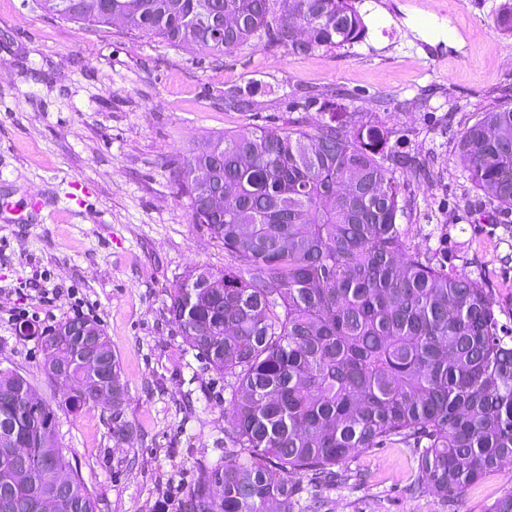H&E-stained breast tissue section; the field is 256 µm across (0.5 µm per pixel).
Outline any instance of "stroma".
Masks as SVG:
<instances>
[{"label": "stroma", "instance_id": "35a3bbf8", "mask_svg": "<svg viewBox=\"0 0 512 512\" xmlns=\"http://www.w3.org/2000/svg\"><path fill=\"white\" fill-rule=\"evenodd\" d=\"M505 0H356L368 26L351 50L291 55L262 45L214 62L156 37L103 34L0 0V369L25 376L57 404L59 384L21 325L46 331L74 316L100 321L128 385L137 433L112 439L98 408L60 414L58 442L98 512H162L200 464L224 458L227 378L183 354L167 311L169 291L191 267L231 259L193 224L174 178L203 139L305 117L308 94L342 89L352 109L392 129L397 150L425 158L422 178H399L400 222L411 246L448 234V262L485 275L501 325L512 329V221L462 174L460 131L491 103L512 100V35L493 19ZM457 46L434 43L439 25ZM252 92L251 111L224 107L231 88ZM414 449L375 448L345 463L351 478L325 512H487L512 490L499 470L455 504L411 493Z\"/></svg>", "mask_w": 512, "mask_h": 512}]
</instances>
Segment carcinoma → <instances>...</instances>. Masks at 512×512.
<instances>
[{
    "mask_svg": "<svg viewBox=\"0 0 512 512\" xmlns=\"http://www.w3.org/2000/svg\"><path fill=\"white\" fill-rule=\"evenodd\" d=\"M82 28L123 25L212 57L253 39L290 54L349 49L367 26L355 0H35ZM345 95H324L328 119L226 132L183 159L177 185L193 223L234 262L198 267L170 289L168 313L205 368L229 374L224 461L198 467L173 512H318L344 474L336 466L402 444L418 455L416 489L450 502L512 461V334L500 326L482 276L448 266V234L418 251L397 223L396 174L427 175L422 160L389 145L374 119L352 122ZM226 108L247 112L231 90ZM455 157L495 209L512 211V101L484 109L461 133ZM206 276L220 288L194 287ZM112 399L85 387L94 374L75 337L47 333L46 374L71 359L58 409L112 410V439L129 442L127 388L99 322ZM27 378L0 369V427L30 464L0 447V503L13 512H97V500L59 448L56 410L31 414ZM308 477L302 484L296 477Z\"/></svg>",
    "mask_w": 512,
    "mask_h": 512,
    "instance_id": "1",
    "label": "carcinoma"
}]
</instances>
